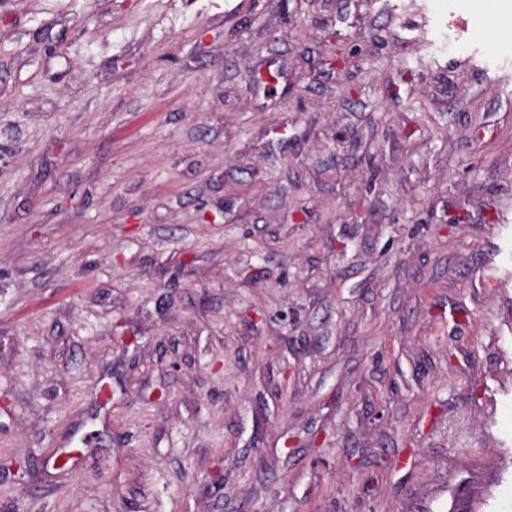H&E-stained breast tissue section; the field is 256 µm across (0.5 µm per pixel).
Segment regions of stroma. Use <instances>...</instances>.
I'll return each mask as SVG.
<instances>
[{"label": "stroma", "instance_id": "35a3bbf8", "mask_svg": "<svg viewBox=\"0 0 512 512\" xmlns=\"http://www.w3.org/2000/svg\"><path fill=\"white\" fill-rule=\"evenodd\" d=\"M512 0H0V512H512Z\"/></svg>", "mask_w": 512, "mask_h": 512}]
</instances>
